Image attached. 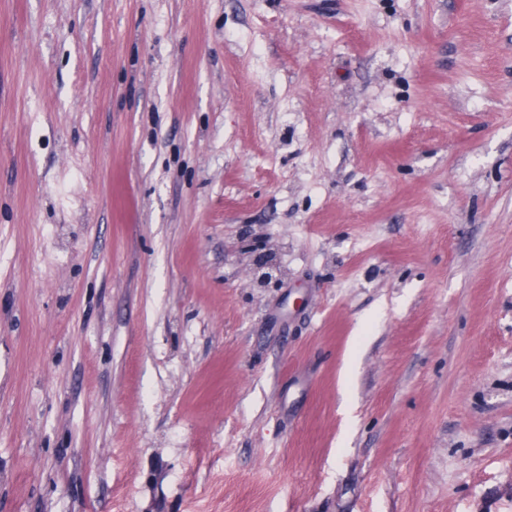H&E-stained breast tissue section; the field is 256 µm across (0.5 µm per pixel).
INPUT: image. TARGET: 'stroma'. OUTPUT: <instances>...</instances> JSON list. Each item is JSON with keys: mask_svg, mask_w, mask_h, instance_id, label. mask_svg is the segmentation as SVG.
<instances>
[{"mask_svg": "<svg viewBox=\"0 0 512 512\" xmlns=\"http://www.w3.org/2000/svg\"><path fill=\"white\" fill-rule=\"evenodd\" d=\"M0 512H512V0H0Z\"/></svg>", "mask_w": 512, "mask_h": 512, "instance_id": "1", "label": "stroma"}]
</instances>
